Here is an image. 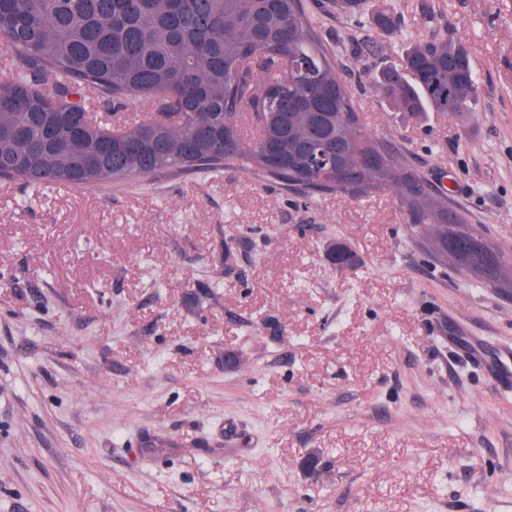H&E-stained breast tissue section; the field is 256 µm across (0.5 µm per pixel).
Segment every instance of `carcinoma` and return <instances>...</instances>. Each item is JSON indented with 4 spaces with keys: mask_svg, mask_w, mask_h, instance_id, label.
<instances>
[{
    "mask_svg": "<svg viewBox=\"0 0 512 512\" xmlns=\"http://www.w3.org/2000/svg\"><path fill=\"white\" fill-rule=\"evenodd\" d=\"M362 16L374 0H337ZM391 6L377 24L400 28ZM0 176L37 190L131 183L170 168L236 167L309 189L366 196L385 187L439 249L492 281L504 257L483 232L448 216L397 151L360 124L337 57L301 0H0ZM378 90L402 112L471 111L481 85L469 50L446 37H410ZM159 98L165 111L114 127L90 115ZM260 116L246 141L242 114ZM273 146L283 156L266 163Z\"/></svg>",
    "mask_w": 512,
    "mask_h": 512,
    "instance_id": "cac0c4a2",
    "label": "carcinoma"
}]
</instances>
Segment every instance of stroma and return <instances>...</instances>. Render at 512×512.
I'll use <instances>...</instances> for the list:
<instances>
[{
	"label": "stroma",
	"instance_id": "35a3bbf8",
	"mask_svg": "<svg viewBox=\"0 0 512 512\" xmlns=\"http://www.w3.org/2000/svg\"><path fill=\"white\" fill-rule=\"evenodd\" d=\"M303 4L365 129L512 255V0ZM404 32L470 50L471 112L392 108ZM426 238L391 189L0 180V512H512V288Z\"/></svg>",
	"mask_w": 512,
	"mask_h": 512
}]
</instances>
